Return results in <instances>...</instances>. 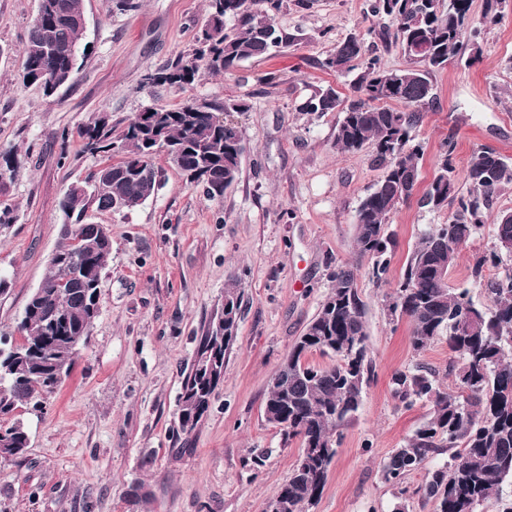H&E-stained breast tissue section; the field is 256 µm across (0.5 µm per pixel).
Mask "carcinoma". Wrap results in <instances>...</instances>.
<instances>
[{
    "mask_svg": "<svg viewBox=\"0 0 512 512\" xmlns=\"http://www.w3.org/2000/svg\"><path fill=\"white\" fill-rule=\"evenodd\" d=\"M506 0H484L474 21L472 0H370L369 9L387 24L378 32L396 43L405 66L390 70L366 56L365 42L351 35L336 45L327 68L349 74L360 70L350 97L333 87L315 90L301 111L341 112L335 145L354 153L370 144L383 168L380 180L361 200L355 217L358 257L374 260L373 275L381 281L386 255L395 239L386 231L398 205L417 190L418 161L424 155L417 130L424 109L435 100L432 73L458 57L479 58L483 30L502 17ZM282 0H209V14L193 50L144 75L147 86L186 87L205 72L233 70L247 58L263 59L288 44L276 24ZM85 11L84 0H38V10L23 42L22 84H37L48 94L71 81L79 71L78 44L83 29L73 20ZM245 104L228 99H191L176 108L148 107L119 133L104 118L85 127L86 149H117L122 158L85 180L86 191L71 206L72 238L61 258L46 267L43 288L34 292L17 324L20 342L0 346V415L37 408L70 376L78 347L87 344L100 311L101 281L112 249L107 224L85 221L89 210L120 212L137 207L161 187V172L151 148L168 147L171 161L187 179L212 199L239 178L244 136L231 114ZM448 139L435 157L434 174L420 202L432 210L449 209L448 220L423 232L406 259L401 279L387 300L391 316L411 327L413 350L420 353L439 336L457 354L452 367L457 390L450 393L427 369L392 377L395 399L409 408L430 406L426 420L395 449L381 467L385 482L399 486L405 477L435 455L452 450L443 465L427 470L416 489L434 512H476L485 505L494 512H512V270L488 288L490 303L475 305L468 290L448 287L459 247L484 223L486 210L502 188L512 184V158L493 150L473 153L467 193L457 188ZM18 165L11 152L0 155V225L16 220L6 199ZM231 314L228 328L238 329L241 293L237 283L224 288ZM365 303L354 267L342 263L331 273V289L315 317L278 368L280 378L264 400L266 422L283 439L298 438L307 460H298L277 495L298 512L320 498L328 468L343 430L357 412L369 381V346ZM224 329L210 323L200 337L179 396V429L191 434L209 409L212 394L224 380ZM318 352L333 360L324 367L302 365L301 357ZM10 444L0 460L22 458L30 436L15 417L8 428Z\"/></svg>",
    "mask_w": 512,
    "mask_h": 512,
    "instance_id": "carcinoma-1",
    "label": "carcinoma"
}]
</instances>
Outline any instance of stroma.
I'll return each mask as SVG.
<instances>
[{"mask_svg": "<svg viewBox=\"0 0 512 512\" xmlns=\"http://www.w3.org/2000/svg\"><path fill=\"white\" fill-rule=\"evenodd\" d=\"M206 9L207 0H141L138 10L122 12L115 0H85L80 71L48 96L20 79L37 0H0V152L14 151L19 161L8 192L17 219L0 227V276L11 282L0 294V335L13 333L42 280L65 222V189L114 159L87 151L81 128L103 117L118 130L151 106L231 98L246 105L232 118L247 144L240 177L222 200L187 183L160 153L163 185L155 196L128 212H91V221L112 230L100 312L69 378L22 415L30 447L21 462L0 463V512H265L302 451L263 417L269 380L317 313L339 263L357 268L371 373L311 512H395L400 505L433 512L415 493L422 472L405 479L403 495L381 478L383 461L429 413L395 400L391 378L422 365L451 390L456 357L444 336L415 352L409 323L391 319L386 303L421 233L448 213L401 203L390 218L396 248L387 280L376 282L372 260L354 251L357 208L382 175L374 151L337 152L340 113L299 109L320 87L350 94V76L324 65L348 35L363 36L384 68H402L405 58L373 36L382 20L369 14L368 0H283L276 21L288 45L273 56L203 73L186 89L144 88L148 70L192 51ZM481 45L473 64L453 60L432 75L437 100L418 131L427 143L421 184L430 182L449 138L462 191L474 151L512 157V0ZM270 73L275 83H264ZM505 210H512V184L448 275L479 306L490 300L489 283L512 269L506 256L472 275L476 259L494 250L496 218ZM232 279L243 304L224 380L185 439L177 433L183 369ZM136 486L139 503L129 500Z\"/></svg>", "mask_w": 512, "mask_h": 512, "instance_id": "obj_1", "label": "stroma"}]
</instances>
